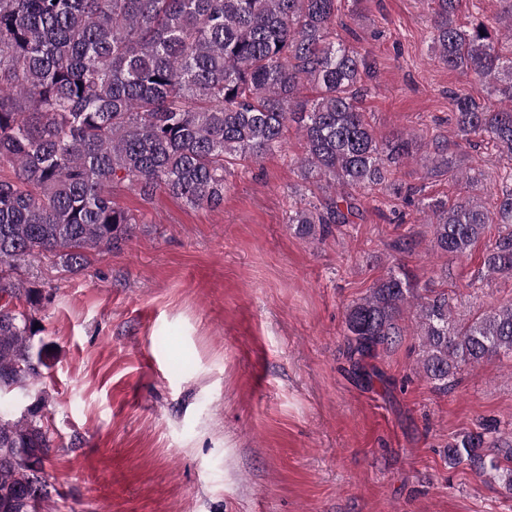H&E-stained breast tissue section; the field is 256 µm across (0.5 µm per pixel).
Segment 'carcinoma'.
I'll use <instances>...</instances> for the list:
<instances>
[{"instance_id": "carcinoma-1", "label": "carcinoma", "mask_w": 512, "mask_h": 512, "mask_svg": "<svg viewBox=\"0 0 512 512\" xmlns=\"http://www.w3.org/2000/svg\"><path fill=\"white\" fill-rule=\"evenodd\" d=\"M430 2L438 60L498 102L453 94L458 136H485L512 162V56L484 23H457L461 0ZM336 24V0H0V512H39L49 497L47 398L29 401L51 357L50 344H34L47 295L26 286L21 267L53 257L77 273L90 254L127 239L140 219L117 203L122 190L147 203L163 191L220 207L227 174L282 147L293 123L304 142L301 180L340 187L289 211L303 238L351 223L353 191L387 181L410 155L405 133L375 137L360 107L366 60L336 41ZM308 85L312 100L302 96ZM424 160L431 176L461 162L438 139ZM485 189L484 176L468 178L456 202L425 204L426 223L434 248L459 255L486 225H500L484 265L512 275V186L492 211L478 199ZM408 306L420 368L442 393L461 366L512 357V302L460 323L447 290L422 294L395 269L348 309L350 356L393 344ZM461 463L512 491V439L496 427L448 445V465Z\"/></svg>"}]
</instances>
